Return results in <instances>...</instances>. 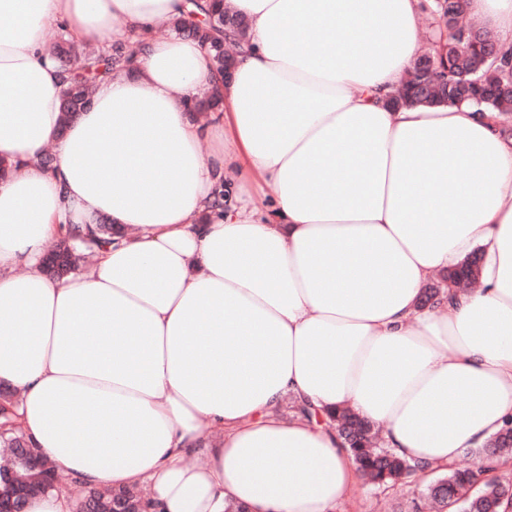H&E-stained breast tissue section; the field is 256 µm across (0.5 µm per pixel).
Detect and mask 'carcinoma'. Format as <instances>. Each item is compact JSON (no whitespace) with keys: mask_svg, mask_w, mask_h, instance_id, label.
<instances>
[{"mask_svg":"<svg viewBox=\"0 0 512 512\" xmlns=\"http://www.w3.org/2000/svg\"><path fill=\"white\" fill-rule=\"evenodd\" d=\"M191 9L173 22L176 32L185 23L197 19H213L214 27L204 26L195 30V39L205 49L209 69L219 73L224 70V44L220 37L224 30H233L245 36L247 20L228 10L216 9L202 0H189ZM422 10L435 16L437 22L451 11H462V0H423ZM485 34L489 30L477 23L460 27H447V35L433 37V46L420 55L408 71L403 95L393 101L413 103L416 71L427 60L440 70L443 82L436 87L440 103L454 105L472 101L483 105L498 115L512 112V97L504 98L499 86L512 83V55L497 51L486 60L480 71L471 73L475 56L484 46L471 40L470 30ZM128 44L116 42L102 51L88 49L70 38L57 45L55 56L62 70V96L70 97L62 107L63 122L74 117L84 108L93 93L92 82L122 64ZM112 243V223L106 217L97 220L94 228L74 227L61 234V240L47 253L43 261L46 273L61 278L81 269L93 248ZM479 266L474 256L456 270L448 273L446 280L453 284L473 282ZM329 419L347 448L351 460L364 480L377 488L393 489L410 480H419L420 496L412 499L406 512H422L423 501L432 502L438 512H512V472L504 471L512 460V418L505 421L501 430L482 447L476 449L477 461L470 467L450 466L435 471L437 477L429 479L419 472L428 466L411 463L381 446L378 429L368 420L348 408H337Z\"/></svg>","mask_w":512,"mask_h":512,"instance_id":"cac0c4a2","label":"carcinoma"}]
</instances>
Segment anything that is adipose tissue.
<instances>
[{
	"label": "adipose tissue",
	"mask_w": 512,
	"mask_h": 512,
	"mask_svg": "<svg viewBox=\"0 0 512 512\" xmlns=\"http://www.w3.org/2000/svg\"><path fill=\"white\" fill-rule=\"evenodd\" d=\"M230 3L248 36L198 124L203 48L154 35L186 0H0V386L59 473L146 489L151 512H332L356 467L286 397L349 408L433 467L512 412V138L493 112L387 106L420 0ZM465 14L512 47V0ZM51 26L140 42L67 124ZM101 216L94 271L47 276L60 227ZM475 254L476 288L423 304Z\"/></svg>",
	"instance_id": "ef3b65f1"
}]
</instances>
